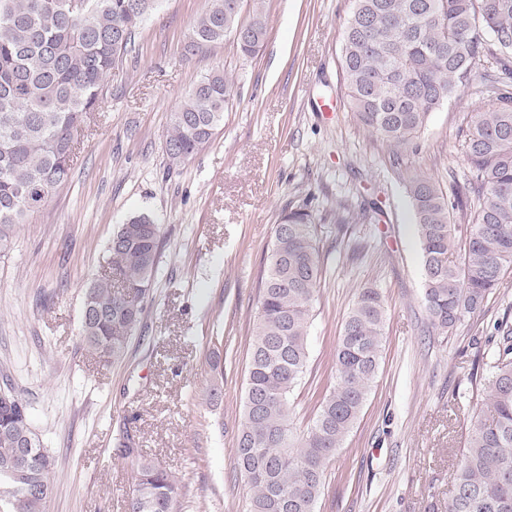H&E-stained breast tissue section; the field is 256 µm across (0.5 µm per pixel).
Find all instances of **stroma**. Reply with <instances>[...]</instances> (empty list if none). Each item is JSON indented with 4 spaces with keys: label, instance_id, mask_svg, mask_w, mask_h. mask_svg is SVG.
Here are the masks:
<instances>
[{
    "label": "stroma",
    "instance_id": "stroma-1",
    "mask_svg": "<svg viewBox=\"0 0 512 512\" xmlns=\"http://www.w3.org/2000/svg\"><path fill=\"white\" fill-rule=\"evenodd\" d=\"M207 0H161L113 70L99 112L79 131L70 180L28 215L0 259V381L28 403L54 457L48 512H128L135 473L121 452L173 474L183 512H244L232 468L247 348L273 227L289 210L314 215L373 202L370 224L323 235L326 272L308 331L310 363L290 418L305 428L336 382L332 353L358 288L385 296L384 352L361 416L327 465L318 512H445L464 414L448 402L486 374V338L512 324V275L483 311L428 335L420 243L402 172L462 184L461 144L487 101L459 89L400 151L349 108L340 67L353 0H265L260 51L232 40L184 54ZM235 79L213 141L168 169V116L215 69ZM149 214L162 228L158 271L123 360L79 345L84 287L110 262L119 224ZM221 398L211 402V390Z\"/></svg>",
    "mask_w": 512,
    "mask_h": 512
}]
</instances>
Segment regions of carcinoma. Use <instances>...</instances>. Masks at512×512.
I'll return each instance as SVG.
<instances>
[{
  "instance_id": "obj_1",
  "label": "carcinoma",
  "mask_w": 512,
  "mask_h": 512,
  "mask_svg": "<svg viewBox=\"0 0 512 512\" xmlns=\"http://www.w3.org/2000/svg\"><path fill=\"white\" fill-rule=\"evenodd\" d=\"M0 0V258L16 229L43 208L70 175L79 119L97 112L112 70L132 51L156 0ZM237 0H209L185 53L223 42L238 28L245 57L266 35L263 0L241 21ZM489 65L462 143L466 192L448 200L423 173L403 177L422 253L429 325L446 335L483 310L512 272V0H354L341 49L344 93L370 133L390 146L410 143L473 65ZM234 79L203 76L169 115L168 169L211 143L224 120ZM468 218L463 234L454 214ZM316 218L305 207L273 229L249 344L242 428L233 462L248 486L245 512H317L328 462L356 425L384 350L386 310L379 288H360L332 355L336 384L302 431L290 422L291 398L308 367V329L324 259ZM161 227L146 214L120 225L108 250L113 274L84 292L80 344L106 362L126 355L157 272ZM488 341V375L454 395L468 411L446 512H512V328ZM0 398V507L46 512L54 459L32 429L27 403L11 389ZM136 473L129 512H178L177 480L131 442Z\"/></svg>"
}]
</instances>
